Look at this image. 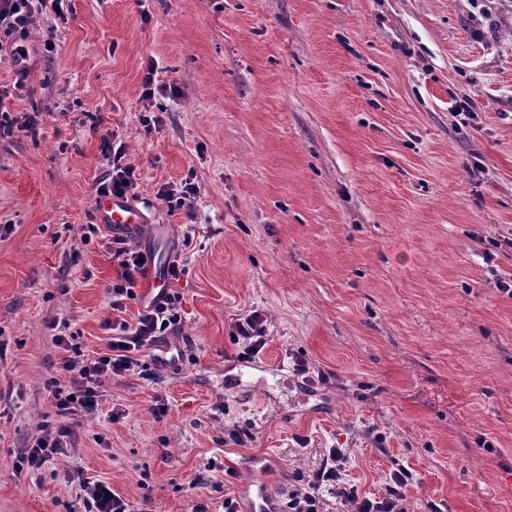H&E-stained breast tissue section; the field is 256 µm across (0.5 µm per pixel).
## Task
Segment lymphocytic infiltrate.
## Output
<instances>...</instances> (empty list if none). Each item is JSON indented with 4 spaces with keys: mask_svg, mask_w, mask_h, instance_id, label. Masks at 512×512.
<instances>
[{
    "mask_svg": "<svg viewBox=\"0 0 512 512\" xmlns=\"http://www.w3.org/2000/svg\"><path fill=\"white\" fill-rule=\"evenodd\" d=\"M70 9L69 0H0V52H9L20 75L12 87L0 86L1 140L39 125L41 113L12 112L6 100L25 87L22 77L28 72L29 57L26 42L40 15L51 13L62 20ZM82 124L98 135L99 150L107 165L95 183L96 196L137 199L141 178L128 143L107 127L101 113L85 112ZM105 249L117 264V276L106 288L107 304L113 312L112 318L103 323L104 330L111 333L106 351L95 355L83 351L72 343L69 324H61L55 344L63 355L56 375L46 383L54 418L40 424L26 449L22 461L28 468L39 469L65 457L71 443V420L95 415L113 379L142 370L143 357H150L158 368L176 362L175 357L163 353L162 347L167 337L182 328L180 294L164 289L138 310L134 320H127V303L136 299L138 280L145 277L150 257L124 229L113 230ZM266 323V314L257 309L234 323L232 337L243 343L245 356H257L265 349L269 341ZM349 458L347 449H326L317 469L278 490V512H329L335 503L347 512H405L407 488L413 482L408 467H394L386 478L383 494L371 498L360 495L349 483ZM65 478L79 482V512H127L125 500L106 482L78 478L70 471Z\"/></svg>",
    "mask_w": 512,
    "mask_h": 512,
    "instance_id": "f902f5d3",
    "label": "lymphocytic infiltrate"
}]
</instances>
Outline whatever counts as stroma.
<instances>
[{"mask_svg":"<svg viewBox=\"0 0 512 512\" xmlns=\"http://www.w3.org/2000/svg\"><path fill=\"white\" fill-rule=\"evenodd\" d=\"M28 39L35 130L0 141V512H73L53 464L18 470L52 409L50 322L103 351L117 265L82 109L123 135L142 178L141 249L182 254L184 352L114 380L69 450L130 512H220L264 458L271 489L350 451L381 495L410 468L406 512H512V0H73ZM57 52L40 54L47 32ZM184 90L145 134L148 60ZM195 173L196 232L159 184ZM266 348L244 389L232 336ZM305 358L316 378L294 370ZM168 413L155 418V397ZM125 415L112 420L113 407ZM234 476H227V469ZM267 322L266 314L255 309L234 323L231 335L235 341H242L245 357H255L265 349L269 341V337L266 336Z\"/></svg>","mask_w":512,"mask_h":512,"instance_id":"35a3bbf8","label":"stroma"}]
</instances>
